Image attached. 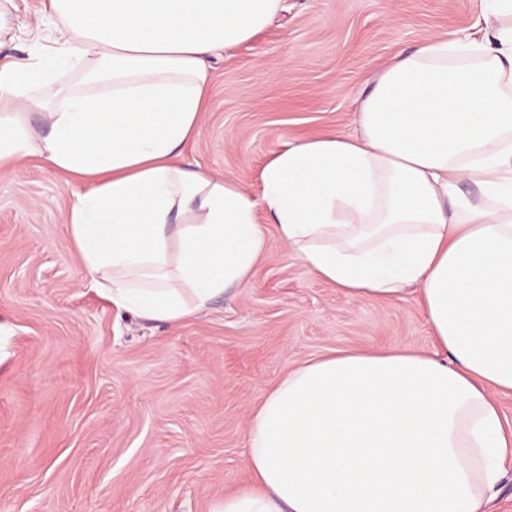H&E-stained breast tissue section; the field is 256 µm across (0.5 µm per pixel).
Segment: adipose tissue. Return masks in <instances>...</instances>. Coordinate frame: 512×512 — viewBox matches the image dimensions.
<instances>
[{
	"mask_svg": "<svg viewBox=\"0 0 512 512\" xmlns=\"http://www.w3.org/2000/svg\"><path fill=\"white\" fill-rule=\"evenodd\" d=\"M281 2L49 0L53 46L0 66V170L36 157L84 185L66 217L84 278L151 321L249 282L260 206L344 295H416L438 354L337 349L289 369L250 417V484L213 512H489L512 456V0H484L482 36L400 53L356 135L289 142L254 198L186 152L208 59Z\"/></svg>",
	"mask_w": 512,
	"mask_h": 512,
	"instance_id": "ef3b65f1",
	"label": "adipose tissue"
}]
</instances>
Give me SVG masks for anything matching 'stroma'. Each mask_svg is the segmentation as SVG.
Masks as SVG:
<instances>
[{
  "label": "stroma",
  "instance_id": "obj_1",
  "mask_svg": "<svg viewBox=\"0 0 512 512\" xmlns=\"http://www.w3.org/2000/svg\"><path fill=\"white\" fill-rule=\"evenodd\" d=\"M46 0H13L0 65L49 44ZM482 0H283L209 60L189 160L259 194L285 142L355 133L362 92L400 51L483 27ZM79 185L42 163L0 172V512H212L250 481L247 422L295 364L334 349L436 350L414 295L351 299L280 243L250 281L179 324L82 283L66 228Z\"/></svg>",
  "mask_w": 512,
  "mask_h": 512
}]
</instances>
